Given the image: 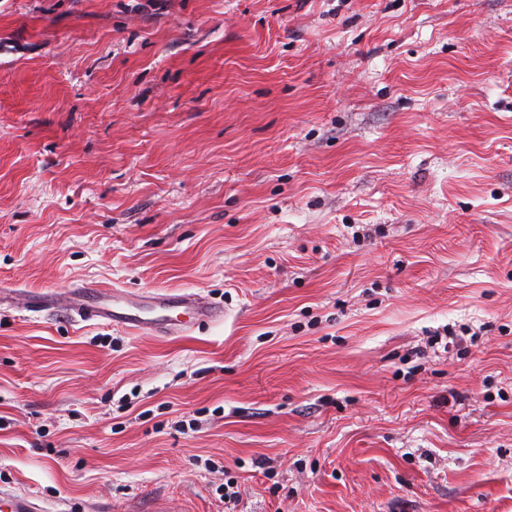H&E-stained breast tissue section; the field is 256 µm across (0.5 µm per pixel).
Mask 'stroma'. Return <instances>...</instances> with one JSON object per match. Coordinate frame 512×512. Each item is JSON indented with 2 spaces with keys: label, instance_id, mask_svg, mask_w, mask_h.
<instances>
[{
  "label": "stroma",
  "instance_id": "stroma-1",
  "mask_svg": "<svg viewBox=\"0 0 512 512\" xmlns=\"http://www.w3.org/2000/svg\"><path fill=\"white\" fill-rule=\"evenodd\" d=\"M0 490L512 512V0H0ZM238 498L225 502V487ZM16 300L27 311L63 306L74 320L105 321L137 334L159 337L182 336L196 324L224 320V308L200 293L183 289L130 291L82 285L68 293L28 292Z\"/></svg>",
  "mask_w": 512,
  "mask_h": 512
}]
</instances>
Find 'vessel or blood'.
<instances>
[{"label": "vessel or blood", "mask_w": 512, "mask_h": 512, "mask_svg": "<svg viewBox=\"0 0 512 512\" xmlns=\"http://www.w3.org/2000/svg\"><path fill=\"white\" fill-rule=\"evenodd\" d=\"M20 302L32 312L62 306L75 319L104 321L137 334L159 337L180 336L194 325L224 319L223 308L200 293L183 289L130 291L82 285L67 293L28 292Z\"/></svg>", "instance_id": "vessel-or-blood-1"}]
</instances>
